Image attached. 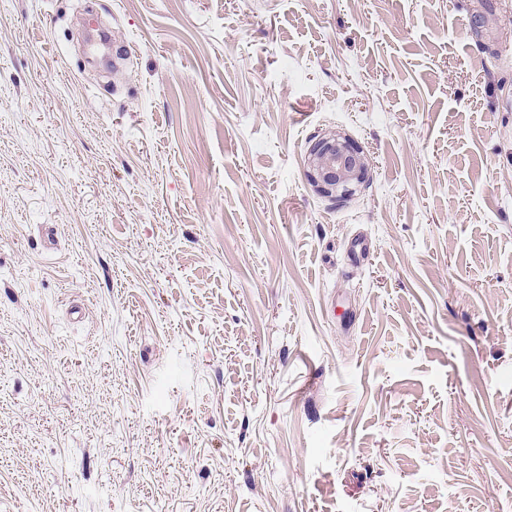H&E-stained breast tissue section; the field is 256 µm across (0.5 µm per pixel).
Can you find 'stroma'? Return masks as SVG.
I'll use <instances>...</instances> for the list:
<instances>
[{
  "instance_id": "stroma-1",
  "label": "stroma",
  "mask_w": 512,
  "mask_h": 512,
  "mask_svg": "<svg viewBox=\"0 0 512 512\" xmlns=\"http://www.w3.org/2000/svg\"><path fill=\"white\" fill-rule=\"evenodd\" d=\"M0 211V512H512L494 0H0ZM310 157L314 183L336 199L351 195L367 174L362 151L346 140L319 139L312 145Z\"/></svg>"
}]
</instances>
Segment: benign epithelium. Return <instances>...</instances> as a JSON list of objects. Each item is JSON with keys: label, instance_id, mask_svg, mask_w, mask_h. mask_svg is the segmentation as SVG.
Here are the masks:
<instances>
[{"label": "benign epithelium", "instance_id": "1", "mask_svg": "<svg viewBox=\"0 0 512 512\" xmlns=\"http://www.w3.org/2000/svg\"><path fill=\"white\" fill-rule=\"evenodd\" d=\"M310 157L314 183L338 199L351 195L367 174L362 151L346 140L319 139L312 145Z\"/></svg>", "mask_w": 512, "mask_h": 512}]
</instances>
